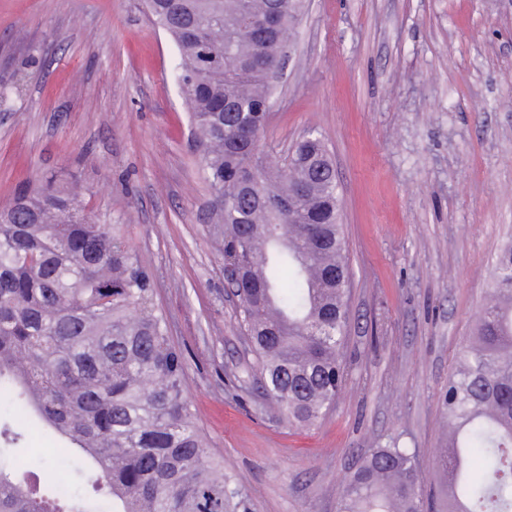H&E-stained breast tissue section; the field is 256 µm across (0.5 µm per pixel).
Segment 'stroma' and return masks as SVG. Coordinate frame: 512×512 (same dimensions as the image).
Instances as JSON below:
<instances>
[{
  "instance_id": "35a3bbf8",
  "label": "stroma",
  "mask_w": 512,
  "mask_h": 512,
  "mask_svg": "<svg viewBox=\"0 0 512 512\" xmlns=\"http://www.w3.org/2000/svg\"><path fill=\"white\" fill-rule=\"evenodd\" d=\"M176 61L142 0H0V206L71 174L119 227L247 512H336L393 440L417 455L427 512H447L441 393L512 244V0L307 2L258 145L275 165L313 129L336 168L348 377L308 431L249 373Z\"/></svg>"
}]
</instances>
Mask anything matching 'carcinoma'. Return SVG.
I'll list each match as a JSON object with an SVG mask.
<instances>
[{"instance_id":"cac0c4a2","label":"carcinoma","mask_w":512,"mask_h":512,"mask_svg":"<svg viewBox=\"0 0 512 512\" xmlns=\"http://www.w3.org/2000/svg\"><path fill=\"white\" fill-rule=\"evenodd\" d=\"M306 0H146L174 42L222 254L239 268L237 319L253 377L288 425L316 427L346 382L350 271L336 170L321 136L268 164L240 138L270 108L260 58L280 61ZM277 13V29L250 18ZM151 276L67 181L19 188L0 209V512H235L185 394L187 363ZM448 512H512V245L444 394ZM34 420L53 454L13 455ZM485 462L481 477L473 460ZM338 512H424L415 453L373 448Z\"/></svg>"}]
</instances>
